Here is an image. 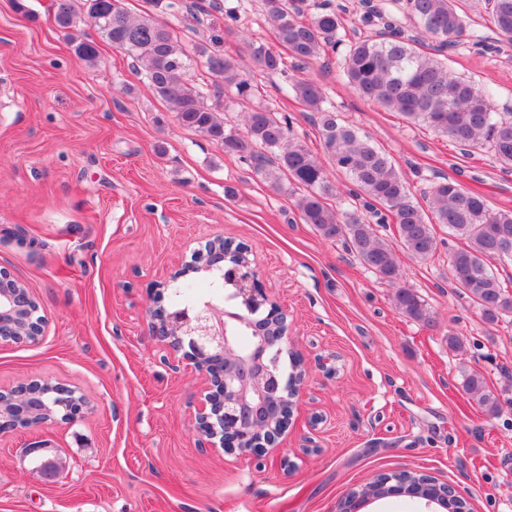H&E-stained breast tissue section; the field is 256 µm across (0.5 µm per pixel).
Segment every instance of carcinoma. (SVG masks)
<instances>
[{
    "instance_id": "carcinoma-1",
    "label": "carcinoma",
    "mask_w": 512,
    "mask_h": 512,
    "mask_svg": "<svg viewBox=\"0 0 512 512\" xmlns=\"http://www.w3.org/2000/svg\"><path fill=\"white\" fill-rule=\"evenodd\" d=\"M152 12L133 17L123 0H55V24L69 31L74 54L94 64L98 49L81 27L87 26L116 49L125 52L145 70L153 94L162 100L177 122L224 145V152L249 163L275 190L283 182L298 192L295 202L301 220L327 240H340L361 264L394 288V306L406 317L427 327L437 324L414 288L400 283V266L394 247L381 238L374 225L355 212H343L329 201L338 198L336 185L325 165L304 145L291 139L288 118L268 108L244 113V131L224 127L220 102L208 103L206 92L189 82L192 56L206 59L209 74L224 77V86L249 100L254 85L239 72L234 60L216 50L222 36L186 47L154 13L164 0H149ZM403 14L435 39L434 52L426 53L419 41L406 37L388 4L368 8L363 22L381 23L377 37L346 38L334 10L320 7L309 22L298 19L296 0H265L267 15L277 40L301 70L328 50L343 48L342 72L347 83L363 98L412 123L424 124L466 148H487L505 171H512V113L494 111L493 94L458 77L448 67L445 50L463 44L467 21L459 0H394ZM486 11L497 33L512 42V0H486ZM245 54L266 74H288L285 57L263 43L249 41ZM294 97L317 115L324 148L337 170L348 176L355 198L375 209L381 222L392 221L400 247L418 260L432 259L438 248L435 225L448 228L449 277L454 288L467 296L482 319L490 324L512 323V290L492 270L493 263H512V210H491L484 196L448 177L431 183L426 214L410 197L400 172L373 144L325 106L320 85L308 78H290ZM199 282L185 279L175 289L173 305L197 294ZM463 388L488 414L503 405L478 371L465 375Z\"/></svg>"
}]
</instances>
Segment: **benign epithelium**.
<instances>
[{"label":"benign epithelium","mask_w":512,"mask_h":512,"mask_svg":"<svg viewBox=\"0 0 512 512\" xmlns=\"http://www.w3.org/2000/svg\"><path fill=\"white\" fill-rule=\"evenodd\" d=\"M225 251L224 237L217 236L196 249L170 282L183 276L205 274L224 278L229 274L238 295L252 301L256 314L267 309L270 323L257 329L260 343L248 354L235 344L236 326L245 318L224 309L221 301L206 302L185 310L148 314L153 334L170 352L182 353L194 368L205 375L206 387L195 420L201 448H222L226 453L251 455L262 460L278 447L288 428L301 386L307 375L303 360L287 382L278 374V357L291 344V323L284 310L259 285L253 262L233 263ZM168 282V283H170ZM163 283V286H168ZM44 332L39 305L25 284L0 271V343L35 344ZM89 406L80 391L65 388L43 378L8 390H0V434L24 424L43 428L82 417Z\"/></svg>","instance_id":"benign-epithelium-1"}]
</instances>
